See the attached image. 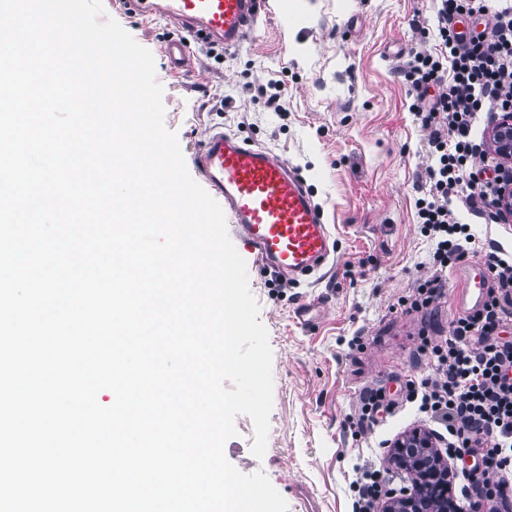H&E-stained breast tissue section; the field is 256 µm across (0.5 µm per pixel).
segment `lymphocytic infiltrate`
<instances>
[{
  "instance_id": "f902f5d3",
  "label": "lymphocytic infiltrate",
  "mask_w": 512,
  "mask_h": 512,
  "mask_svg": "<svg viewBox=\"0 0 512 512\" xmlns=\"http://www.w3.org/2000/svg\"><path fill=\"white\" fill-rule=\"evenodd\" d=\"M432 51L416 53L405 77L418 90L435 87L431 102L414 108L428 132L426 168L430 187L417 203L422 231L432 244L433 266L462 262L472 240L469 225L457 220L462 198L487 222L499 223L495 200L512 180L485 138L472 128L480 114L512 112V0H435ZM489 15L483 30L460 40L459 15ZM490 298L481 311L456 320L449 338L422 337L432 374L407 381L404 398L417 403L426 421L448 435L443 451L459 461L454 475L483 505L505 500L512 488V254L490 265Z\"/></svg>"
}]
</instances>
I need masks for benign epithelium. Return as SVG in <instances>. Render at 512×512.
<instances>
[{"label": "benign epithelium", "instance_id": "7a95c632", "mask_svg": "<svg viewBox=\"0 0 512 512\" xmlns=\"http://www.w3.org/2000/svg\"><path fill=\"white\" fill-rule=\"evenodd\" d=\"M490 146L507 165L512 164V113H503L487 131ZM496 207L507 224L512 223V183L499 192ZM431 431L416 427L391 445L390 461L410 476L411 487L386 496L382 512H463L453 489V470L438 451Z\"/></svg>", "mask_w": 512, "mask_h": 512}]
</instances>
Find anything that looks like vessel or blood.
Returning a JSON list of instances; mask_svg holds the SVG:
<instances>
[{
	"instance_id": "1",
	"label": "vessel or blood",
	"mask_w": 512,
	"mask_h": 512,
	"mask_svg": "<svg viewBox=\"0 0 512 512\" xmlns=\"http://www.w3.org/2000/svg\"><path fill=\"white\" fill-rule=\"evenodd\" d=\"M125 2L131 14L169 20L186 35L201 34L228 49L243 47L261 12L288 9V0ZM165 56L172 71L195 69L185 38L169 41ZM193 162L209 192L237 224L244 247L267 266L296 280L312 274L327 259L331 234L324 211L285 161L219 131L208 136ZM459 278L455 305L464 313H474L488 298V267L483 263L468 266Z\"/></svg>"
}]
</instances>
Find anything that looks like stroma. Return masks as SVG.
I'll return each mask as SVG.
<instances>
[{"label": "stroma", "instance_id": "stroma-1", "mask_svg": "<svg viewBox=\"0 0 512 512\" xmlns=\"http://www.w3.org/2000/svg\"><path fill=\"white\" fill-rule=\"evenodd\" d=\"M103 4L152 52L164 124L184 158L216 129L268 149L305 179L334 241L329 265L297 282L240 252L269 334L273 407L264 458L251 452L253 423L244 414L226 458L243 474L264 471L288 512H302L308 497L319 512H353L359 466L387 470L391 488L407 486L388 455L396 438L419 426L416 404L363 427L357 420L366 389L394 396L406 380L430 375L428 358L416 351L418 332L446 337L459 316L455 266L443 271L444 293L429 318L401 306L430 272L431 245L416 210L427 188V132L402 70L433 44L423 36L434 26L432 0H294L304 29L276 14L221 56L188 38L207 72L202 83L168 71L164 47L183 37L178 28L131 16L122 0ZM275 82L283 88L278 111L267 104ZM458 216L475 236L469 261L512 250V223L488 224L463 209Z\"/></svg>", "mask_w": 512, "mask_h": 512}]
</instances>
